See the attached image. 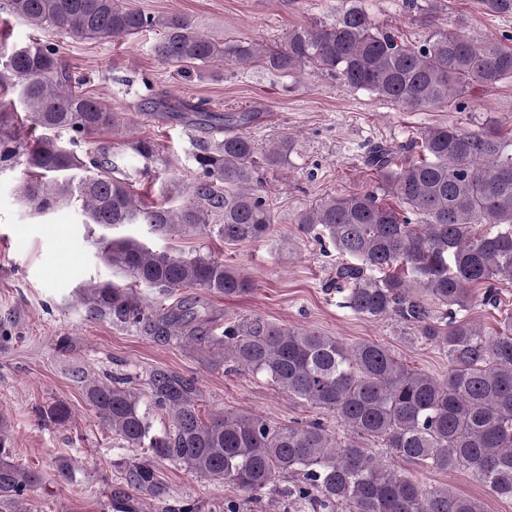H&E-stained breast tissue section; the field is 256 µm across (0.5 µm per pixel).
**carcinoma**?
Returning a JSON list of instances; mask_svg holds the SVG:
<instances>
[{"label": "carcinoma", "mask_w": 512, "mask_h": 512, "mask_svg": "<svg viewBox=\"0 0 512 512\" xmlns=\"http://www.w3.org/2000/svg\"><path fill=\"white\" fill-rule=\"evenodd\" d=\"M12 13L32 25H48L84 39L108 40L159 31L155 55L173 64L230 61L242 68L259 61L283 74L314 67L353 89L412 111L448 101L474 87L493 88L512 78V48L477 43L462 32L435 30L419 43L376 24L361 0H343L336 22H310L288 33L277 49L258 43L224 45L197 30L186 15L146 13L134 0H9ZM483 9L511 16L512 0H482ZM17 95L41 136L26 147L30 179L21 199L39 214L61 205L78 208L83 223L105 230L145 224L161 237L186 231L214 235L228 245L259 241L273 223L267 199L254 179L259 167L288 164L293 144L283 139L262 157L244 127L251 116L206 112V135L191 142L194 182L161 183L165 203L147 205L127 178L113 176L112 147L76 148L104 130L117 129L119 113L72 84V72L49 44L12 50L0 63V88ZM13 109L0 107V162L14 158L18 138ZM130 149L151 171L162 160L154 139ZM420 158L400 161L375 146L368 163L405 216L373 193L327 197L299 212L303 232H326L348 259L336 269V289L346 307L365 319L397 316L448 356V376L409 370L375 342L345 345L315 329L256 319L214 336L198 300L179 291L195 288L224 297L250 293L253 282L209 255L151 249L134 238H100L99 257L124 285L91 283L79 301L91 320L135 326L184 343L208 363H232L263 375L278 389L332 416L350 433L340 442L323 422L273 426L257 415L224 412L207 419L199 409L195 380L164 369L149 375L154 406L169 425L154 431L137 393L112 381L84 380V393L103 424L131 448L151 458L126 471L134 494L159 499L163 487L153 459L171 460L190 472L222 480L259 498L278 495L293 512H484L480 502L425 488L414 475L386 467L364 446L373 439L387 454L435 471L469 470L499 498H512V313L487 331L465 317L477 302L497 305L500 279L512 281V137L491 128L470 132L433 127L400 146ZM477 224L492 231L476 232ZM382 273L380 277L370 272ZM155 288L172 300L151 306L137 292ZM63 403L39 412L43 427L66 423ZM40 475L13 462L0 433V498L15 512H32L29 492Z\"/></svg>", "instance_id": "cac0c4a2"}]
</instances>
